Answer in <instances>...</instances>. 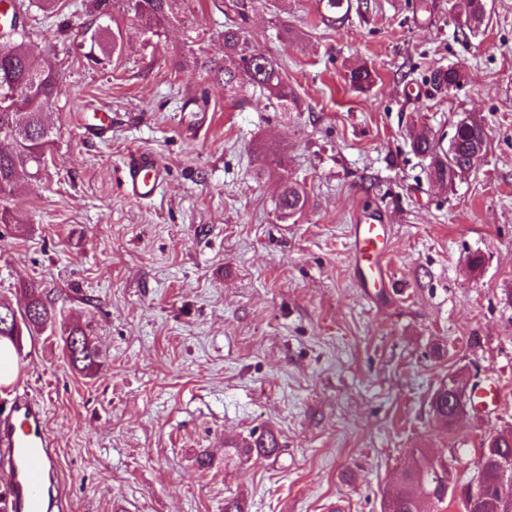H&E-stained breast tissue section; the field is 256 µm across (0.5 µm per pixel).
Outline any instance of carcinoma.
Segmentation results:
<instances>
[{
    "instance_id": "obj_1",
    "label": "carcinoma",
    "mask_w": 512,
    "mask_h": 512,
    "mask_svg": "<svg viewBox=\"0 0 512 512\" xmlns=\"http://www.w3.org/2000/svg\"><path fill=\"white\" fill-rule=\"evenodd\" d=\"M324 3L321 19L327 24L342 22L348 18L351 5L343 0H318ZM127 10L134 13L147 29L158 28L168 20L172 11V0H125ZM12 22L0 28V141L10 145L9 150L0 151V199L12 194L26 183L37 181L48 164V152L54 142L55 127L49 120L51 103L58 88V74L51 60L38 61L24 48L29 37L25 17L28 12L26 0H10ZM451 8L463 19V27L474 32L481 24L484 9L481 0H453ZM116 46V38L109 27H100L91 35L90 50H99L101 56H92L98 64L109 62ZM253 69V89L265 96L270 105L281 112H299L301 104L295 91L288 85L281 64L258 51L244 34L240 21L224 25V94L230 99L238 98L243 86L241 76L245 66ZM464 76L460 68H436L429 81L434 89L449 90L457 86ZM350 85L365 92L374 84V75L366 65L349 70ZM489 141L483 118L475 116L469 123L458 126L444 148L434 139L421 135L411 141L412 150L429 159V177L441 186L455 181L453 171L466 166L479 170L488 151ZM303 188L287 178L282 181V190L276 201V210L281 217L291 216L305 206ZM25 303L15 307L0 300V315L12 314L18 320L10 326H0V340L12 344L16 353H21L22 337L38 336L56 325V313L43 299L42 289L36 284L24 288ZM63 348L73 370L79 373L96 374L103 365L98 345L80 327L69 326L63 330ZM430 407L435 419L449 425L448 393L436 391L431 397ZM279 448L276 436L270 432L251 435L244 444L231 443L224 450V463L265 459ZM448 464L429 458L421 449L411 452V465L404 469L393 493L384 503L383 512H428L432 504H442L448 498L445 474ZM477 483L485 487V497L472 499L469 491L460 495L463 512H496L499 488V459L487 455Z\"/></svg>"
}]
</instances>
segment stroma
<instances>
[{
  "label": "stroma",
  "instance_id": "stroma-1",
  "mask_svg": "<svg viewBox=\"0 0 512 512\" xmlns=\"http://www.w3.org/2000/svg\"><path fill=\"white\" fill-rule=\"evenodd\" d=\"M62 2L26 20L59 77L52 160L0 224V297L38 283L105 358L81 375L47 332L0 385V401L26 389L46 408L62 512H224L230 495L246 512H382L414 448L466 485L482 440L512 430V0H485L466 36L449 0H367L341 25L316 0H246L247 37L301 100L291 117L257 93L227 99L206 72L230 0H175L152 32L116 0L104 65L83 0ZM356 63L377 73L369 91L348 82ZM436 66L465 79L435 90ZM88 112L110 113L109 139L81 137ZM468 113L489 151L441 187L411 138L449 141ZM262 144L286 170H264ZM136 150L167 172L147 203L120 186ZM285 172L306 204L283 220ZM374 210L394 281L379 295L358 288L348 233ZM452 374L469 395L496 382L500 406L439 426L429 402ZM264 430L276 455L225 468V442ZM91 47L89 54H94L95 46L98 47L102 58H99L96 55L91 56L92 59L98 64H106L109 62L112 51L116 46V38L112 35V31L109 29L108 25L105 27H99L92 33L91 37Z\"/></svg>",
  "mask_w": 512,
  "mask_h": 512
}]
</instances>
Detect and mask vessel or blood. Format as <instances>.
I'll return each instance as SVG.
<instances>
[{
  "label": "vessel or blood",
  "mask_w": 512,
  "mask_h": 512,
  "mask_svg": "<svg viewBox=\"0 0 512 512\" xmlns=\"http://www.w3.org/2000/svg\"><path fill=\"white\" fill-rule=\"evenodd\" d=\"M165 167L155 153H130L123 168L125 195L149 201L160 192ZM352 260L360 288L385 285L390 280L385 239L388 226L382 215H362L349 229ZM56 443L43 405L28 391H15L0 402V457L11 471L8 512H53L60 502L55 479Z\"/></svg>",
  "instance_id": "vessel-or-blood-1"
}]
</instances>
